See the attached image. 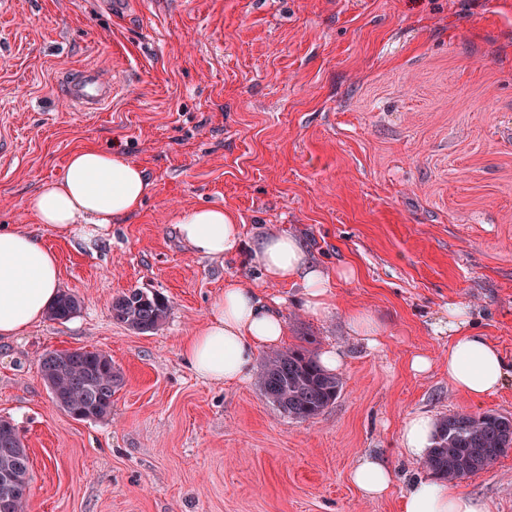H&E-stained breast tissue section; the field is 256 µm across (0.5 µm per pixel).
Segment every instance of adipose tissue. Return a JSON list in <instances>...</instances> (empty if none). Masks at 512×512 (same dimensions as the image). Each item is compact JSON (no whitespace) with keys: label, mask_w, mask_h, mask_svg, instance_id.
<instances>
[{"label":"adipose tissue","mask_w":512,"mask_h":512,"mask_svg":"<svg viewBox=\"0 0 512 512\" xmlns=\"http://www.w3.org/2000/svg\"><path fill=\"white\" fill-rule=\"evenodd\" d=\"M150 185L140 167L116 151L85 148L72 153L63 174L41 183L26 208L38 223L93 242L107 237L113 224L137 212ZM183 242L198 256L230 257L243 245L242 227L223 207H196L177 224ZM265 282L298 289L297 304L320 316L334 306V288L354 279L357 270H335L315 262L304 243L285 233H271L254 243L249 254ZM60 269L54 251L32 233L0 227V339H9L43 321L59 294ZM281 299L224 282L204 328L188 337L181 350L185 364L200 378L237 384L250 379L258 350L283 342L286 326ZM448 384L473 401L497 393L508 369L500 349L474 331L467 310L448 308ZM436 432L433 417L420 412L401 427V451L420 462L430 452ZM350 479L364 497L385 496L396 481L384 456L365 454L353 464ZM401 512H489L485 501L463 493L452 482L414 477L401 498Z\"/></svg>","instance_id":"ef3b65f1"}]
</instances>
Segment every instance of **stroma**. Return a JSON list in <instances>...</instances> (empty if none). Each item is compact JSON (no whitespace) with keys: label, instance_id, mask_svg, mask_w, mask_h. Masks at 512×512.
I'll list each match as a JSON object with an SVG mask.
<instances>
[{"label":"stroma","instance_id":"1","mask_svg":"<svg viewBox=\"0 0 512 512\" xmlns=\"http://www.w3.org/2000/svg\"><path fill=\"white\" fill-rule=\"evenodd\" d=\"M99 68L118 94L94 114L56 86ZM0 225L53 249L81 308L0 340V416L30 457L27 512H399L401 452L413 413L512 416V376L475 404L448 384V339L433 325L465 305L512 365V0H14L0 15ZM120 152L151 188L109 237L83 245L36 223L27 197L71 153ZM222 206L245 243L301 239L313 260L352 265L335 307L315 317L294 289L264 284L247 252L194 255L176 224ZM283 296V348L346 357L335 403L306 421L282 416L256 381L216 384L182 362L226 278ZM170 304L140 334L109 304L130 289ZM386 336H350L348 309ZM111 355L124 383L102 420L51 399L42 354ZM432 360L409 371L411 355ZM400 476L381 499L348 478L363 453ZM460 489L512 512V451Z\"/></svg>","mask_w":512,"mask_h":512}]
</instances>
